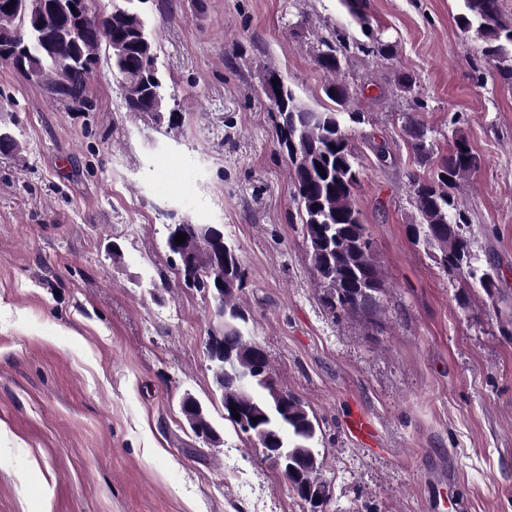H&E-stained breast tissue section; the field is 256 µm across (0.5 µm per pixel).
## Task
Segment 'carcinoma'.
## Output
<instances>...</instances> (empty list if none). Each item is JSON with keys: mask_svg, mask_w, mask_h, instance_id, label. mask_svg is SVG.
I'll list each match as a JSON object with an SVG mask.
<instances>
[{"mask_svg": "<svg viewBox=\"0 0 512 512\" xmlns=\"http://www.w3.org/2000/svg\"><path fill=\"white\" fill-rule=\"evenodd\" d=\"M90 25L101 28L104 37L94 33L68 37L56 43L55 54L96 65L101 49L108 51L112 74L120 78L128 111L161 116L164 108L162 78L156 67V45L142 10L135 3L147 0H115L112 11L101 13L95 0ZM350 17L361 26L368 41L357 44L367 54L389 57L393 46L381 41L371 28L364 0H342ZM463 12L457 17L460 29L472 33L484 43L482 55L496 63L500 81L512 85V20L503 18L500 0H462ZM43 0H0V52L20 51V73L38 74L50 99L64 101L58 89L75 92L86 90L93 71L82 66L60 63L41 48L37 30L31 20L47 26L56 19L45 16ZM345 34L335 27L322 39L315 55V67L333 80L324 86L333 106L324 110L309 108L296 97L285 82L280 94L271 101L278 116L279 146L287 153L291 181L300 206V220L309 243L310 258L324 285V303L333 317L354 312L371 313L387 291V283L373 257V241L361 223L354 205V192L360 182L359 165L349 146L345 129L348 123L360 124L362 112L346 111L348 88L334 79L347 59ZM403 131L414 157L427 162L435 154L434 143L419 120L407 115ZM481 166V158L464 137H458L448 154L437 161L435 176L411 178L409 186L418 213L417 223L410 225L413 243L431 252L445 268L479 282L489 295L499 293L494 274L473 265L472 238L468 217L455 190L459 182ZM326 176H321L320 172ZM224 250V316L220 328L224 336V361L215 365L224 371V383H216L227 405L234 403L247 419H257L261 428L279 436L278 447L293 454L307 451L305 469L298 482L317 479L319 451L315 448L316 424L304 402L288 393V404L280 402V388L269 361L256 370L257 344L249 336L250 316L237 301L244 272L235 247L218 237L213 225H198L190 257L206 266ZM249 376L251 383L239 387L236 376ZM190 429L197 437L217 435L206 410L197 405Z\"/></svg>", "mask_w": 512, "mask_h": 512, "instance_id": "obj_1", "label": "carcinoma"}]
</instances>
